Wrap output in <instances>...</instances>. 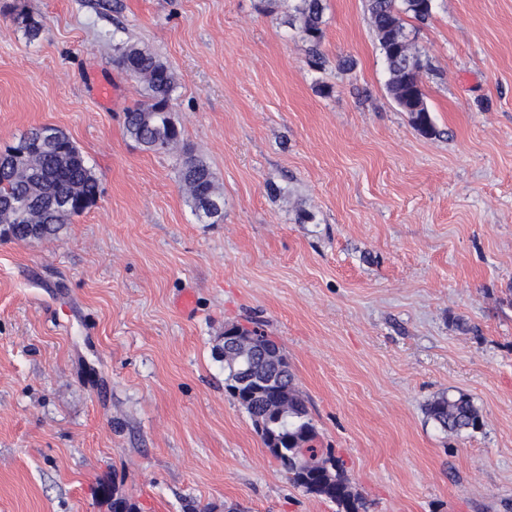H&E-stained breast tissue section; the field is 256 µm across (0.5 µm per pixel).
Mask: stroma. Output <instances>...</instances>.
Segmentation results:
<instances>
[{
    "label": "stroma",
    "mask_w": 512,
    "mask_h": 512,
    "mask_svg": "<svg viewBox=\"0 0 512 512\" xmlns=\"http://www.w3.org/2000/svg\"><path fill=\"white\" fill-rule=\"evenodd\" d=\"M287 19L0 0V151L56 126L100 189L58 238L0 239V512H112L116 489L136 512H337L224 389V328L250 320L366 512H512V0H435L417 26L433 136L389 94L364 0H325L321 70ZM117 41L173 69L219 223L186 206L175 154L127 137ZM458 393L482 425L442 432L426 406Z\"/></svg>",
    "instance_id": "obj_1"
}]
</instances>
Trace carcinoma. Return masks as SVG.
I'll use <instances>...</instances> for the list:
<instances>
[{
    "mask_svg": "<svg viewBox=\"0 0 512 512\" xmlns=\"http://www.w3.org/2000/svg\"><path fill=\"white\" fill-rule=\"evenodd\" d=\"M425 0H365L372 29L384 54L389 72L388 90L403 111L411 116L414 128L431 136L436 128L422 91V73L427 67L424 54L414 44L406 27L410 18L424 23L432 16ZM290 24L309 45L310 64L321 67L319 47L324 38L323 0H291ZM116 62L143 88V101L125 114L126 134L145 149L167 152L176 145L182 131H170L175 123L171 100L176 78L161 58L145 45L118 44ZM44 126L23 133L8 149L0 167V206L11 210L13 222L6 236L27 241L54 238L70 223L96 205L98 180L74 142L65 134L51 141L43 137ZM191 212L201 223L218 217L206 205H224L223 193L206 161L196 155L184 157L178 169ZM264 391L280 390L284 401L279 406L256 399L262 412V441L276 436L282 447L269 453L290 475L293 484L306 493L336 504L338 512H359L361 498L353 493L345 475V462L328 452L317 455L313 441L317 433L306 402L296 388L294 374L269 385ZM427 416L443 432L462 433L480 426L481 416L464 394L442 395L428 404Z\"/></svg>",
    "mask_w": 512,
    "mask_h": 512,
    "instance_id": "1",
    "label": "carcinoma"
}]
</instances>
